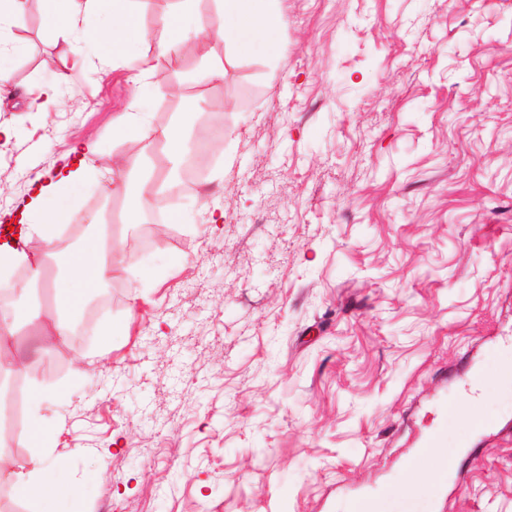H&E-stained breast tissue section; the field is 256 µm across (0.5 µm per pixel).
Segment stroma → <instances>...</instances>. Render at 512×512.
Listing matches in <instances>:
<instances>
[{"label": "stroma", "mask_w": 512, "mask_h": 512, "mask_svg": "<svg viewBox=\"0 0 512 512\" xmlns=\"http://www.w3.org/2000/svg\"><path fill=\"white\" fill-rule=\"evenodd\" d=\"M276 65L186 78L224 46L201 36L157 90L26 0L0 56V225L74 146L158 176L170 155L112 120L141 101L148 125L216 135L176 218L124 223V198L91 177L61 242L111 206L134 238L140 289L112 279L95 337L46 357L21 326L25 400L57 391L62 478L76 512H512V378L485 384L480 433L448 423L463 377L494 375L512 336V0H279ZM66 74L59 108L34 91ZM220 207L218 224L207 210ZM124 334L102 345L107 324ZM459 447L455 478L415 493L425 437ZM465 437L476 447L460 448Z\"/></svg>", "instance_id": "obj_1"}]
</instances>
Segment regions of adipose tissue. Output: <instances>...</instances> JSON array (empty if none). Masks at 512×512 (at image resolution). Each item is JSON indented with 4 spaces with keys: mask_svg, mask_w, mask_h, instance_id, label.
Segmentation results:
<instances>
[{
    "mask_svg": "<svg viewBox=\"0 0 512 512\" xmlns=\"http://www.w3.org/2000/svg\"><path fill=\"white\" fill-rule=\"evenodd\" d=\"M48 22L65 17L70 29H78L83 13L104 10L111 20L96 33L97 43L106 49L109 58L128 55L135 58L133 82L150 86L162 71L175 67L187 45L201 34H209L224 45V62L220 65L201 64L192 74L195 81L209 82L223 78L228 65L263 51L274 54L278 48L281 15L277 0H213L215 12L209 21H202L199 0H169V6L158 16L153 30H146L136 15L137 0H46ZM153 39L152 53L137 54L136 48L146 39ZM112 132L119 137L149 134L153 142L169 149L173 159L182 158L189 150L180 128L174 124L147 126L144 113L137 109L119 113L112 123ZM98 143L90 142L63 156L54 178L35 176L31 196L16 211L17 239L0 243V276L8 275L12 265L23 264L30 270L31 282L42 279L46 267L44 258L30 255L26 243L38 237L54 242L60 224L71 215L70 190L82 186L87 177L88 156L101 155ZM129 163L116 157L112 160V176L103 183L106 195L120 196L129 203L128 223L140 219L139 200L157 192L156 180L142 175L138 186H131L127 172ZM128 239L106 242L103 228L87 235L80 246L72 250L61 263L55 277L56 305L47 318L38 323L40 351L55 354L68 339L65 314L81 310L84 292L101 287L118 276L136 278L133 267L121 261L122 254L132 252ZM54 393H37L30 407L32 452L26 470L16 471L10 460L0 453V481L9 482L15 493L33 499L38 512H67L66 506L81 496V487L62 480L63 463L54 448V422L42 411L51 403Z\"/></svg>",
    "mask_w": 512,
    "mask_h": 512,
    "instance_id": "adipose-tissue-1",
    "label": "adipose tissue"
}]
</instances>
